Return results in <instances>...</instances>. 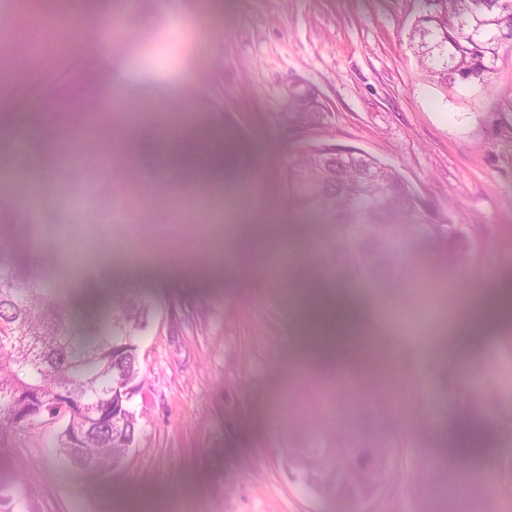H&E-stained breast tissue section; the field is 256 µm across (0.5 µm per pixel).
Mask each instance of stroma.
<instances>
[{
  "label": "stroma",
  "instance_id": "obj_1",
  "mask_svg": "<svg viewBox=\"0 0 512 512\" xmlns=\"http://www.w3.org/2000/svg\"><path fill=\"white\" fill-rule=\"evenodd\" d=\"M420 0H0V223H71L90 262L70 280L74 317L132 291L152 309L139 340L136 445L104 479L58 463L60 423L0 436V484L31 496L14 512H512L501 461L512 446L496 408L476 406L455 376L512 375V55L488 84L444 88L408 45ZM108 66L92 109L80 89ZM185 120L199 141L236 147L232 179L245 212L212 224L222 188L188 176L156 180L158 123ZM68 130L64 147L51 140ZM351 146L394 167L431 215L469 230L470 269L418 242L419 281L338 283L373 336L374 353L336 351L331 376L297 360L303 294L277 282L252 238L277 242L306 273L321 218L300 208L285 176L301 148ZM96 194L77 219L68 201ZM336 410L349 445L405 437L368 503L305 488L285 467L298 423ZM485 427L488 469L458 473L456 416ZM439 464L417 473L414 462Z\"/></svg>",
  "mask_w": 512,
  "mask_h": 512
}]
</instances>
